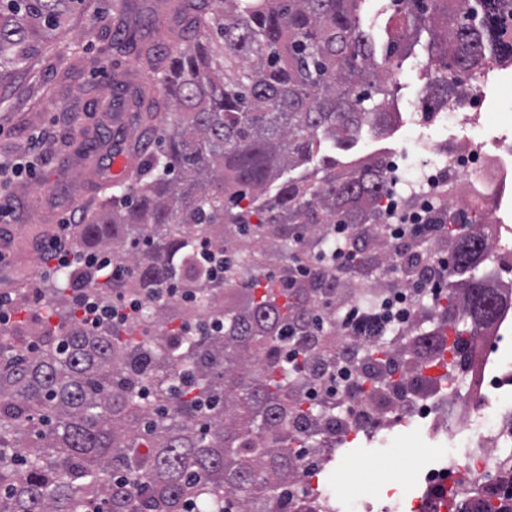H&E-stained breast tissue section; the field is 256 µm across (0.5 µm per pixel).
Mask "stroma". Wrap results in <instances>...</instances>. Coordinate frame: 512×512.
<instances>
[{
	"mask_svg": "<svg viewBox=\"0 0 512 512\" xmlns=\"http://www.w3.org/2000/svg\"><path fill=\"white\" fill-rule=\"evenodd\" d=\"M115 9L116 0H87L85 10L75 15L62 36L46 43L31 67L18 73L12 82L0 85V160L26 155L34 146L43 156L33 177L15 182L4 191L12 206L11 237L0 245V251L9 255L7 263L0 264V289L20 295L40 284L44 279L40 242L69 215L79 216L91 208L100 195L99 175L111 157L110 148L77 143L58 153L53 144L72 123L90 127L112 123L111 113L92 114L88 107L93 97L110 96L113 73L126 65L125 59L107 51L104 41ZM73 52L97 57L99 69H83L69 79H61L53 65L61 56ZM427 58L425 46L420 43L403 65L394 105L404 114H411L413 103L426 91ZM458 119V113L447 112L440 124L424 130L410 123L387 137L366 132L353 149L337 151L336 156L352 161L387 148L399 164L401 181H411L430 158L423 142L447 141ZM343 448L348 458L368 466L367 471L354 472L346 490L349 512H385L390 495L396 491L409 500L421 496V474L439 457L438 451L433 450L407 459L406 480L396 489L378 470L384 452L375 442L359 435L346 441Z\"/></svg>",
	"mask_w": 512,
	"mask_h": 512,
	"instance_id": "stroma-1",
	"label": "stroma"
}]
</instances>
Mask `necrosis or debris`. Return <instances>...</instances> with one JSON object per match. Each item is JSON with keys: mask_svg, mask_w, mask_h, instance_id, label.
Listing matches in <instances>:
<instances>
[{"mask_svg": "<svg viewBox=\"0 0 512 512\" xmlns=\"http://www.w3.org/2000/svg\"><path fill=\"white\" fill-rule=\"evenodd\" d=\"M435 160L422 171L423 195H432L443 181L463 180L468 209L502 223L512 211V141L500 137L472 140L465 123H458L449 142L432 146ZM512 327V307H502L495 322L480 329L469 344L467 364L451 363L448 389L424 398L413 391L412 380L394 389L396 405L390 414L370 406L354 390H347L349 406L336 424L343 440L371 433L386 444L396 425L426 429L431 438L448 448L446 467L428 468L423 476L424 499H397L390 512H457L471 493L493 495L499 472L512 466V362L496 353L502 329Z\"/></svg>", "mask_w": 512, "mask_h": 512, "instance_id": "necrosis-or-debris-1", "label": "necrosis or debris"}]
</instances>
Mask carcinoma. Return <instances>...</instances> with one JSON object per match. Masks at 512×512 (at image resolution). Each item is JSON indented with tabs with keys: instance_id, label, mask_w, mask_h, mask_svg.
<instances>
[{
	"instance_id": "1",
	"label": "carcinoma",
	"mask_w": 512,
	"mask_h": 512,
	"mask_svg": "<svg viewBox=\"0 0 512 512\" xmlns=\"http://www.w3.org/2000/svg\"><path fill=\"white\" fill-rule=\"evenodd\" d=\"M85 0H0V82L59 36ZM362 0H168L165 52L141 36L152 25L122 0L108 51L129 60L113 92L148 74L132 131L135 182L100 187L75 228L77 247L107 254L112 277L88 282L97 300L150 305L126 326L97 332L76 317L64 271L36 288L46 320L0 335V512H273L297 474L296 449L327 443L336 399L305 390L336 373V308L395 293L448 254V287L385 340L350 346L370 405L389 387L456 355L497 308L512 304L485 279L486 243L463 215L464 189L443 186L434 221L414 247L387 238L392 185L384 156L360 166L318 156L322 141L352 148L394 120L387 73L426 32L429 94L448 99L457 77L488 59L512 63V0H392L385 45L361 29ZM90 64L76 52L63 74ZM359 243L336 268L333 225ZM174 286L187 303L166 301ZM499 504L512 512V480Z\"/></svg>"
}]
</instances>
